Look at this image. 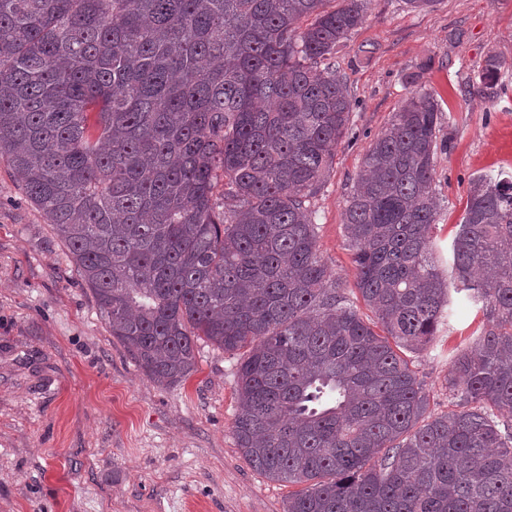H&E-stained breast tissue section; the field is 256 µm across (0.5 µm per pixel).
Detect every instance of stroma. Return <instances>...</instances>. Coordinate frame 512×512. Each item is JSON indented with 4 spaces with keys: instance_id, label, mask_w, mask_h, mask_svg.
<instances>
[{
    "instance_id": "obj_1",
    "label": "stroma",
    "mask_w": 512,
    "mask_h": 512,
    "mask_svg": "<svg viewBox=\"0 0 512 512\" xmlns=\"http://www.w3.org/2000/svg\"><path fill=\"white\" fill-rule=\"evenodd\" d=\"M492 55L507 66L489 100L477 83ZM335 66L352 99V134L311 200L321 256L354 284L347 197L371 141L416 91L437 100L448 143L435 160L433 231L447 256L472 180L512 175V0H440L421 11L370 0ZM484 324L482 313H463L411 355L434 412L448 409L452 349ZM198 350L183 385L148 380L0 161V512H284L293 485L253 468L233 436L239 353L204 340Z\"/></svg>"
}]
</instances>
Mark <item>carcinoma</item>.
I'll use <instances>...</instances> for the list:
<instances>
[{
  "label": "carcinoma",
  "instance_id": "carcinoma-1",
  "mask_svg": "<svg viewBox=\"0 0 512 512\" xmlns=\"http://www.w3.org/2000/svg\"><path fill=\"white\" fill-rule=\"evenodd\" d=\"M0 0V160L50 221L111 336L154 383L198 340L245 353L244 458L301 486L284 512H512V179L472 181L433 245L440 107L414 94L369 145L345 210L359 314L310 200L350 130L333 58L368 0ZM506 61L487 58L479 93ZM486 326L451 408L402 357L457 303Z\"/></svg>",
  "mask_w": 512,
  "mask_h": 512
}]
</instances>
